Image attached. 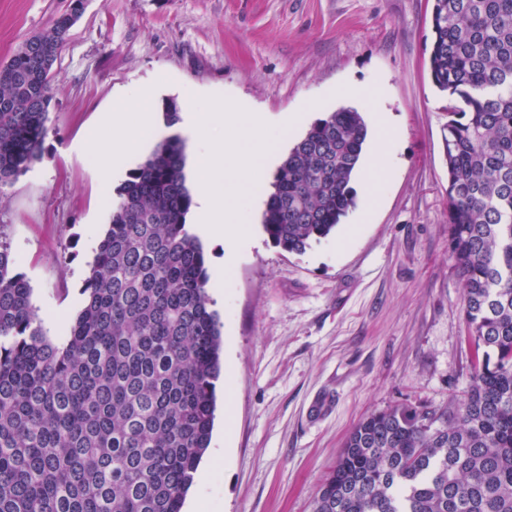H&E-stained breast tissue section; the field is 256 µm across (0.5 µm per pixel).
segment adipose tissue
Masks as SVG:
<instances>
[{
	"label": "adipose tissue",
	"mask_w": 512,
	"mask_h": 512,
	"mask_svg": "<svg viewBox=\"0 0 512 512\" xmlns=\"http://www.w3.org/2000/svg\"><path fill=\"white\" fill-rule=\"evenodd\" d=\"M160 133L154 112L146 109L136 113L134 121L130 123L117 114L104 117L92 138L103 184L112 181V160H126L138 155L147 141Z\"/></svg>",
	"instance_id": "1"
}]
</instances>
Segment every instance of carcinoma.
<instances>
[{"instance_id": "obj_1", "label": "carcinoma", "mask_w": 512, "mask_h": 512, "mask_svg": "<svg viewBox=\"0 0 512 512\" xmlns=\"http://www.w3.org/2000/svg\"><path fill=\"white\" fill-rule=\"evenodd\" d=\"M0 64V195L40 157L53 67L84 0ZM448 103V248L470 385L442 411L363 418L313 512H512V0H433ZM341 107L288 150L262 213L287 253L355 206L367 141ZM185 143L160 141L117 190L66 340L53 342L0 240V512H182L209 447L221 323L187 229Z\"/></svg>"}]
</instances>
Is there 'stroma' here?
<instances>
[{
	"label": "stroma",
	"instance_id": "obj_1",
	"mask_svg": "<svg viewBox=\"0 0 512 512\" xmlns=\"http://www.w3.org/2000/svg\"><path fill=\"white\" fill-rule=\"evenodd\" d=\"M71 0H0V64ZM432 0H86L54 65L41 155L0 193V236L38 312L84 297L112 198L88 135L139 88L167 102L244 100L270 124L349 104L392 117L390 177L351 186L335 235L300 255L273 244L250 207V237L225 267L202 238L221 322L222 372L210 445L182 508L312 512L353 427L404 405L446 408L469 385L461 283L448 257V100L433 84ZM353 85L358 98L339 95Z\"/></svg>",
	"mask_w": 512,
	"mask_h": 512
}]
</instances>
